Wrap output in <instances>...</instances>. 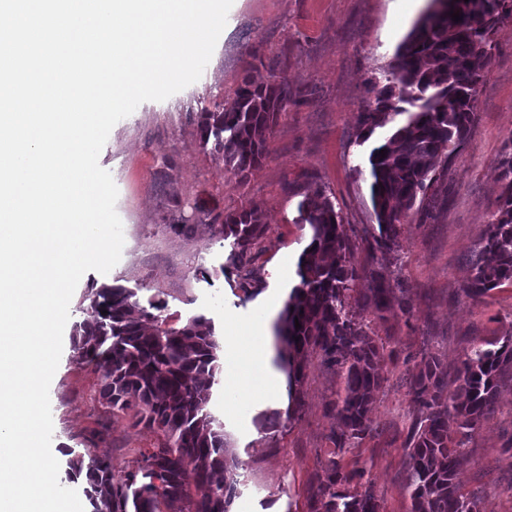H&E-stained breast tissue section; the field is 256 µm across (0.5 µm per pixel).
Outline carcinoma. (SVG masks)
Instances as JSON below:
<instances>
[{
  "label": "carcinoma",
  "instance_id": "1",
  "mask_svg": "<svg viewBox=\"0 0 512 512\" xmlns=\"http://www.w3.org/2000/svg\"><path fill=\"white\" fill-rule=\"evenodd\" d=\"M452 11L460 21L452 20ZM506 16H512V0H430L397 47L385 80L370 82L357 131L364 142L378 134L363 160L377 226L343 223L318 188L298 205L296 223L309 226L310 242L275 324L277 360L287 369L288 394L298 408L310 352L344 383L331 406L334 450L320 462L307 496L309 512H384L372 487L348 490L365 471L346 469L339 454L374 432L387 350L374 325L408 314V289L357 265L354 254L363 248L374 259L394 251L411 212L431 211L448 192V166L478 120L493 34ZM286 67L275 61L267 82H246L229 106L200 113L201 141L222 157L224 169L246 177L261 167L273 128L300 95L283 76ZM496 167L499 192L461 288L474 304L512 285V135ZM267 230L261 207L251 204L225 213L218 235L231 241L230 260L243 268ZM85 300L83 317L73 325V358L98 369L99 395L111 411H132L135 424L161 433L120 475L108 451L96 445L66 451L67 479L82 484L89 512H230L241 493V463L227 448L224 422L212 406L220 350L212 321L199 315L175 326L163 315L165 302L145 307L136 293L114 285ZM358 307L371 309L373 319H363ZM507 379L511 333L474 337L451 375L440 356L422 354L408 382V512H481L479 498L462 492L457 463L496 412Z\"/></svg>",
  "mask_w": 512,
  "mask_h": 512
}]
</instances>
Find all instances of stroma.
<instances>
[{
    "instance_id": "35a3bbf8",
    "label": "stroma",
    "mask_w": 512,
    "mask_h": 512,
    "mask_svg": "<svg viewBox=\"0 0 512 512\" xmlns=\"http://www.w3.org/2000/svg\"><path fill=\"white\" fill-rule=\"evenodd\" d=\"M419 0L404 11L402 0H234L227 24L202 77L167 100L142 103L112 129L99 155L118 189L117 213L125 244L119 263L106 274L86 272L70 302L71 320L91 287L120 285L142 305L162 299L170 323L205 315L223 334L227 322L249 327L270 302H285L293 283L284 266H296L309 243L297 224L303 195L321 188L348 224L374 223L366 174L358 173L368 145L356 138V116L369 79L382 77L397 46L426 10ZM495 49L478 98L479 118L448 168V199L433 213H412L402 227L397 252L357 265H374L409 288V312L390 318L380 336L397 351L385 360V382L373 410L375 432L345 453V465L360 464L386 512H406L403 495L409 396L406 385L422 352L441 355L455 368L473 337L512 331V286L494 289L479 305L460 291L467 258L485 229L497 189L495 160L512 136V16L493 35ZM287 57L284 74L301 91L276 124L262 167L248 177L224 169L204 147L201 112L229 103L247 80H267L268 67ZM261 206L268 226L257 244L255 282L226 269L229 242L216 235L227 212ZM192 225L189 234L174 232ZM343 380L310 353L302 386L304 405L289 408L288 396L234 408L224 383L214 405L228 423L227 442L241 468L240 495L231 512H307L306 490L318 460L333 449L328 439L335 416L330 405ZM52 453L67 463L65 448L109 449L114 472H122L153 447L154 431L135 425L132 414H110L99 397L92 367L72 361L63 349L50 386ZM512 382L501 403L473 436L458 481L477 496L482 512H512Z\"/></svg>"
}]
</instances>
